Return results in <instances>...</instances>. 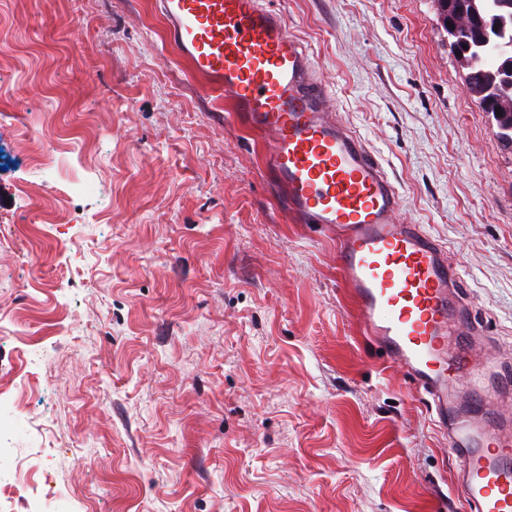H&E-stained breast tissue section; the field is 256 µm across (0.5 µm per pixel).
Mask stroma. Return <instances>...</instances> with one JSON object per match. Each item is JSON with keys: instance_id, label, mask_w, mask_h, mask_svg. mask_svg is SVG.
<instances>
[{"instance_id": "35a3bbf8", "label": "stroma", "mask_w": 512, "mask_h": 512, "mask_svg": "<svg viewBox=\"0 0 512 512\" xmlns=\"http://www.w3.org/2000/svg\"><path fill=\"white\" fill-rule=\"evenodd\" d=\"M463 276L512 379V149L433 0H269ZM155 0H0V512H465L456 455L365 344L336 242L164 41ZM59 142L48 166L13 129Z\"/></svg>"}]
</instances>
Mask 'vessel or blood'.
Wrapping results in <instances>:
<instances>
[{"label":"vessel or blood","instance_id":"obj_1","mask_svg":"<svg viewBox=\"0 0 512 512\" xmlns=\"http://www.w3.org/2000/svg\"><path fill=\"white\" fill-rule=\"evenodd\" d=\"M165 39L227 116L267 139L265 163L288 215L331 233L363 334L425 396L460 461L470 512H512V427L483 404L460 411L481 366L466 341L460 278L417 224L380 158L328 109L330 92L265 0H158Z\"/></svg>","mask_w":512,"mask_h":512}]
</instances>
